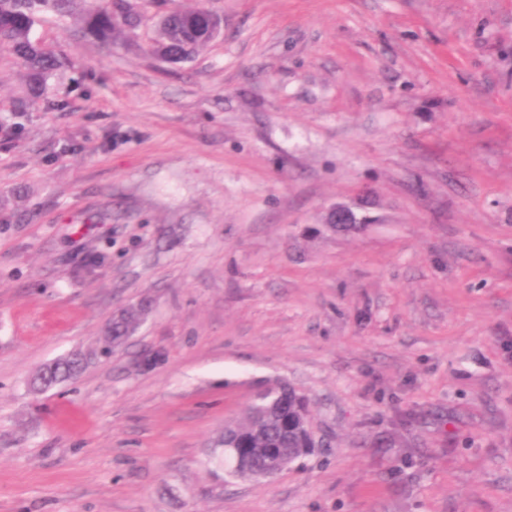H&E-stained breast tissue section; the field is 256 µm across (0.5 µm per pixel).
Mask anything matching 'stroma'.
I'll return each mask as SVG.
<instances>
[{
    "label": "stroma",
    "mask_w": 512,
    "mask_h": 512,
    "mask_svg": "<svg viewBox=\"0 0 512 512\" xmlns=\"http://www.w3.org/2000/svg\"><path fill=\"white\" fill-rule=\"evenodd\" d=\"M179 4L186 63L52 14L44 95L0 54V512H512V0ZM272 380L318 446L231 477ZM210 10L173 6L157 14L153 52L163 62H189L217 40L220 34L211 24ZM144 304L147 303H138L137 305L122 309L112 316V320L107 324L110 327L107 332L112 336L113 344H121L129 329L137 324L140 317L139 308ZM91 358L76 357L68 360L58 359L55 363L47 365L46 381L57 386L79 376L89 365Z\"/></svg>",
    "instance_id": "stroma-1"
}]
</instances>
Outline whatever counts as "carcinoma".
I'll list each match as a JSON object with an SVG mask.
<instances>
[{
    "instance_id": "1",
    "label": "carcinoma",
    "mask_w": 512,
    "mask_h": 512,
    "mask_svg": "<svg viewBox=\"0 0 512 512\" xmlns=\"http://www.w3.org/2000/svg\"><path fill=\"white\" fill-rule=\"evenodd\" d=\"M61 18L80 15L84 32L108 43L137 29L144 19L132 0H0V53L14 57L26 70L29 94L43 93L47 78L65 65L63 53L33 38V31L44 15ZM211 11L173 6L157 14L153 52L163 62H189L217 40L220 34L211 24ZM140 305L120 310L108 323L112 343H122L140 317ZM90 359L76 357L57 360L47 366L46 381L57 386L79 376ZM296 390L283 392L273 401L251 404L244 415L224 427V447L299 448L297 434L288 429V420L297 406Z\"/></svg>"
}]
</instances>
